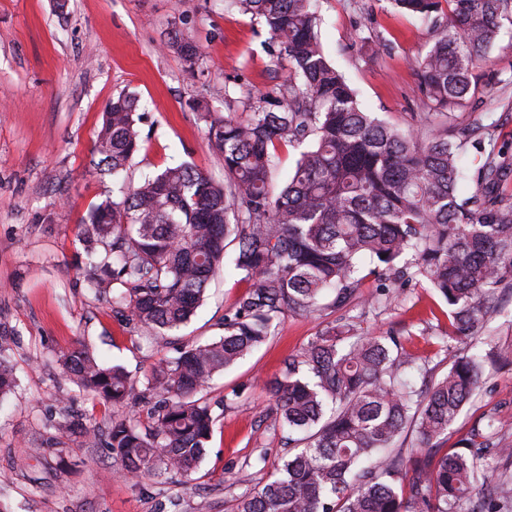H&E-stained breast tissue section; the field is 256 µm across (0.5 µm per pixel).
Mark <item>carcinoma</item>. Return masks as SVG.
Masks as SVG:
<instances>
[{"mask_svg": "<svg viewBox=\"0 0 512 512\" xmlns=\"http://www.w3.org/2000/svg\"><path fill=\"white\" fill-rule=\"evenodd\" d=\"M263 21L282 71L278 110L260 104L241 118L204 113L208 140L224 157V181L187 163L167 166L93 206L81 220L79 271L94 296L156 347L187 324L207 287L230 269L246 292L224 314V334L187 344L144 380L105 364L81 344L60 356L64 376L116 409L137 398L146 408L112 413L105 445L119 472L191 481L216 424L202 395L218 374L276 334L290 314L329 299L336 307L361 288L364 264L394 288L426 283L448 306V335L474 346L421 389L409 377L419 359L398 337L354 332L340 321L284 361L269 384L282 465L244 495L238 512H498L512 503V476L480 466L512 458L495 439L493 415L460 446L437 458L448 429L480 388L486 360L512 366V350L484 336L512 288V163L486 149L488 127H458L455 112L474 94L476 63L498 41L512 0H393L424 19L429 49L415 67L427 111L400 131L365 111L329 59L311 0H231ZM447 7H442V4ZM188 71L203 57L172 39ZM138 100L120 94L104 109L96 167L117 177L139 149ZM448 121L436 123L431 113ZM279 141L301 148L293 174L272 183ZM478 164V188L462 191L465 160ZM234 245L231 265L226 243ZM482 343L486 353L477 349ZM143 389L136 391L138 382ZM16 378L0 340V400ZM64 445L78 424L63 408L51 424ZM419 453L397 451L405 431Z\"/></svg>", "mask_w": 512, "mask_h": 512, "instance_id": "carcinoma-1", "label": "carcinoma"}]
</instances>
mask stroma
Returning a JSON list of instances; mask_svg holds the SVG:
<instances>
[{"label": "stroma", "instance_id": "obj_1", "mask_svg": "<svg viewBox=\"0 0 512 512\" xmlns=\"http://www.w3.org/2000/svg\"><path fill=\"white\" fill-rule=\"evenodd\" d=\"M314 6L329 58L362 107L397 128L414 127L422 95L412 62L429 47L427 26L390 0ZM174 36L201 49L196 72L168 48ZM476 74L478 87L455 122L489 126L497 150L512 159V19H503ZM281 78L263 24L225 0H67L61 10L55 0H0V336L11 344L19 379L0 401V512H237L240 497L270 478L284 452L264 383L321 330L345 317L358 331L399 336L437 376L468 347L464 337L446 340L447 305L427 285L408 284L367 306L366 295L379 287L369 274L345 304L286 317L267 344L213 380L205 395L217 422L189 484L121 478L106 449L80 436L55 445L50 422L60 407L95 425L112 413L65 380L59 355L83 341L105 363L141 376L174 354L173 347L148 349L94 299L75 265L83 252L79 223L113 189L92 164L106 104L121 93L138 100L140 149L128 181L182 162L220 181L224 159L208 143L203 110L244 115ZM246 287L237 275H217L197 316L175 332V345L221 336L225 312ZM235 390L239 398L225 406ZM491 413L501 442L512 444V367L486 366L447 447Z\"/></svg>", "mask_w": 512, "mask_h": 512}]
</instances>
